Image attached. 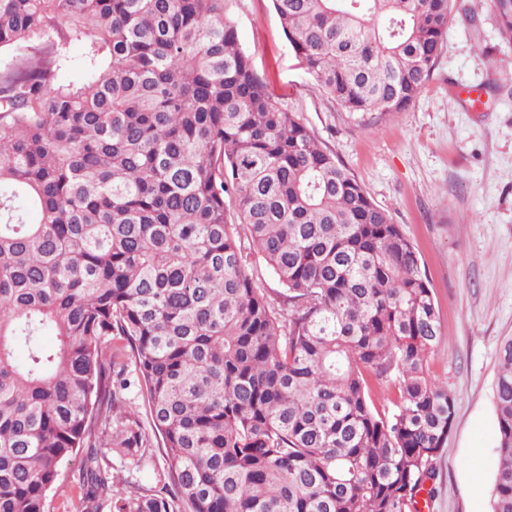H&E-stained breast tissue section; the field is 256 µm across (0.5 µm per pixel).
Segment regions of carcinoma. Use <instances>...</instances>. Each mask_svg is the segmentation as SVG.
Instances as JSON below:
<instances>
[{
	"mask_svg": "<svg viewBox=\"0 0 512 512\" xmlns=\"http://www.w3.org/2000/svg\"><path fill=\"white\" fill-rule=\"evenodd\" d=\"M227 2L0 0V512H46L79 452L65 512H415L434 492L454 398L429 376L420 257L273 96ZM272 3L360 120L418 98L455 7ZM491 4L511 42L512 0ZM494 399L491 512H512V335ZM112 455L155 487L126 489ZM250 263L252 269H254L257 277V281L261 288L264 289L266 294L271 299L279 298L280 294L285 293V289L279 282L278 278L273 272L266 266L261 254L256 253L250 256ZM258 274V275H257Z\"/></svg>",
	"mask_w": 512,
	"mask_h": 512,
	"instance_id": "obj_1",
	"label": "carcinoma"
}]
</instances>
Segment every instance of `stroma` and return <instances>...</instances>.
Masks as SVG:
<instances>
[{
    "label": "stroma",
    "mask_w": 512,
    "mask_h": 512,
    "mask_svg": "<svg viewBox=\"0 0 512 512\" xmlns=\"http://www.w3.org/2000/svg\"><path fill=\"white\" fill-rule=\"evenodd\" d=\"M464 3L415 103L369 122L316 89L270 0L228 4L272 93L401 227L430 281L441 322L430 375L455 407L422 512H490L499 344L512 334V46L490 0Z\"/></svg>",
    "instance_id": "stroma-1"
}]
</instances>
